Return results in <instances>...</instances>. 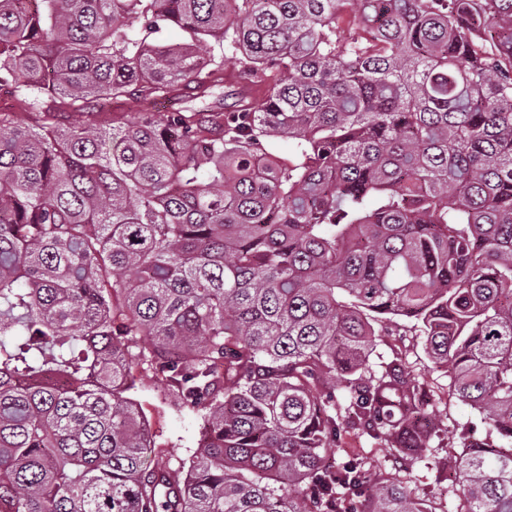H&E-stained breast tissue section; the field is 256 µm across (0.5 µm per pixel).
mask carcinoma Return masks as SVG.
Masks as SVG:
<instances>
[{
    "instance_id": "carcinoma-1",
    "label": "carcinoma",
    "mask_w": 512,
    "mask_h": 512,
    "mask_svg": "<svg viewBox=\"0 0 512 512\" xmlns=\"http://www.w3.org/2000/svg\"><path fill=\"white\" fill-rule=\"evenodd\" d=\"M2 87L38 125L0 112V512H446L382 319L489 427L455 512H512V0H0ZM135 367L199 415L184 474ZM77 104V108H69L67 106L59 110L58 118L62 123L86 122L96 124L101 120V115L97 113L99 105L94 99H83ZM350 443L349 446L351 448H355L357 452L367 458V467H369L371 471L379 469L389 470L392 460L390 448L379 446L372 440L364 437L351 440Z\"/></svg>"
}]
</instances>
